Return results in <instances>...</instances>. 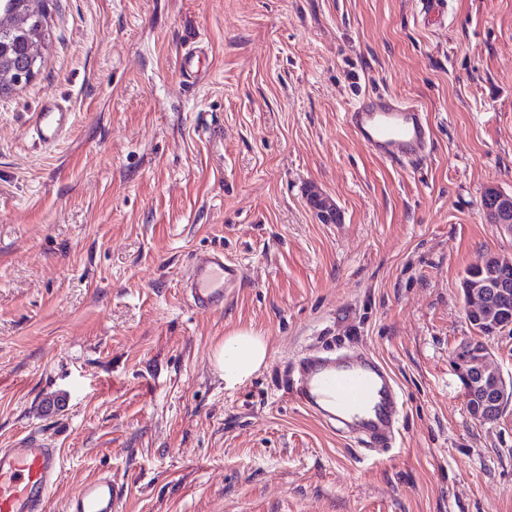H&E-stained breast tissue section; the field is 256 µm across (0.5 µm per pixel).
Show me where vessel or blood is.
I'll list each match as a JSON object with an SVG mask.
<instances>
[{
    "label": "vessel or blood",
    "instance_id": "obj_1",
    "mask_svg": "<svg viewBox=\"0 0 512 512\" xmlns=\"http://www.w3.org/2000/svg\"><path fill=\"white\" fill-rule=\"evenodd\" d=\"M358 141L371 153L397 164L418 165L431 152L429 127L419 106L389 93L360 96L345 114ZM70 126L59 100L45 101L28 122L32 140L55 148ZM244 276L223 251L196 253L182 288L190 305L221 303ZM290 396L327 425L355 434L372 448L391 447L403 404L390 373L370 352L312 355L297 366ZM62 458L42 434L31 432L0 448V512H46L47 494L59 479ZM121 494L111 477L84 483L69 498L66 512H114Z\"/></svg>",
    "mask_w": 512,
    "mask_h": 512
}]
</instances>
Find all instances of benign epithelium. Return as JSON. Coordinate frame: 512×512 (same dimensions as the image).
Segmentation results:
<instances>
[{
    "instance_id": "obj_1",
    "label": "benign epithelium",
    "mask_w": 512,
    "mask_h": 512,
    "mask_svg": "<svg viewBox=\"0 0 512 512\" xmlns=\"http://www.w3.org/2000/svg\"><path fill=\"white\" fill-rule=\"evenodd\" d=\"M38 15V9L18 10L0 19V29H20ZM0 44V72L10 76L16 86L28 84L35 76L34 67L26 60L4 55ZM492 222L512 232V198L507 197L500 207L492 209ZM467 313L480 325L483 336L512 331V281L507 272L495 273L465 290ZM453 365L465 389L467 407L479 421L497 419L503 405L512 399V381L508 382L493 365V353L484 343L467 342L460 346Z\"/></svg>"
}]
</instances>
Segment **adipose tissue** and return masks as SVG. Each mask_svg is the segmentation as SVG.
<instances>
[{
  "label": "adipose tissue",
  "mask_w": 512,
  "mask_h": 512,
  "mask_svg": "<svg viewBox=\"0 0 512 512\" xmlns=\"http://www.w3.org/2000/svg\"><path fill=\"white\" fill-rule=\"evenodd\" d=\"M213 357L226 385L240 383L258 371L268 355V341L251 329H238L217 338Z\"/></svg>",
  "instance_id": "1"
}]
</instances>
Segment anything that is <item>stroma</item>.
<instances>
[{
    "label": "stroma",
    "mask_w": 512,
    "mask_h": 512,
    "mask_svg": "<svg viewBox=\"0 0 512 512\" xmlns=\"http://www.w3.org/2000/svg\"><path fill=\"white\" fill-rule=\"evenodd\" d=\"M42 8V65L0 96V447L59 448L49 512L106 472L119 512H512V402L476 420L452 363L483 339L512 379V335L480 337L461 289L512 259L483 207L512 195V0H450L436 28L419 0ZM366 91L419 103V168L357 141L344 114ZM53 97L73 124L48 151L26 126ZM215 248L246 276L196 310L182 279ZM241 327L268 358L230 387L212 339ZM339 346L405 396L380 461L287 393L303 353ZM58 386L70 404L45 414Z\"/></svg>",
    "instance_id": "obj_1"
}]
</instances>
